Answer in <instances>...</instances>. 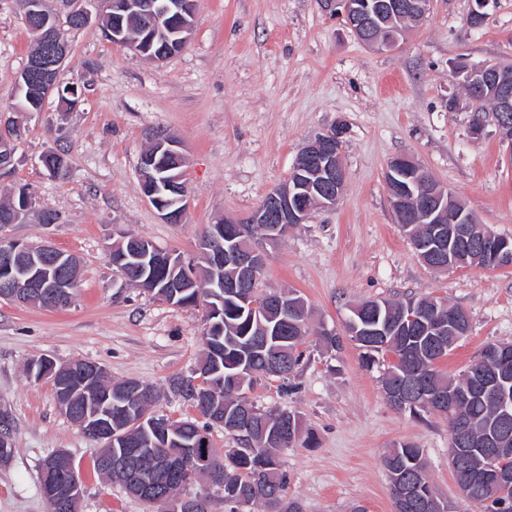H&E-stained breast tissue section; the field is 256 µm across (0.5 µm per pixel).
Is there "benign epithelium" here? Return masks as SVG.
<instances>
[{
	"label": "benign epithelium",
	"mask_w": 512,
	"mask_h": 512,
	"mask_svg": "<svg viewBox=\"0 0 512 512\" xmlns=\"http://www.w3.org/2000/svg\"><path fill=\"white\" fill-rule=\"evenodd\" d=\"M328 6L341 8V15L354 35L361 37V43L374 51L393 50L399 44V36L382 34V25H390L394 19H404L413 23L422 22L430 9L431 0H380L371 9L360 8L356 0H324ZM195 0H168L165 14L171 16L169 21L174 38L166 40L165 51L155 57L163 62L178 53L188 41L193 26ZM65 59V51L58 48L51 62L39 55L32 62L31 72L47 70L43 81H56ZM453 76L467 74L469 80L468 96L475 100L492 90L497 108L495 119L498 126H503L512 116V67L492 63L472 65L461 58L453 66ZM344 127L338 124L316 134L302 147L300 158L288 177V187L270 192L262 204L247 218L224 219V226L214 232V237L199 242L201 254L215 262L224 261V266L235 268L234 276L224 281V291L245 299V304L252 312L260 315L266 313V306L272 303L279 307L283 322L294 312V304L288 301V295L272 293L267 299L257 298L245 292V287L256 280L264 265V257L259 251L241 246H225L223 240H234L240 236L244 224L266 225V238L277 241L288 234L290 228L303 224L307 220L310 207L303 203L304 192H310L308 200L315 206L331 208L341 199L347 175L342 159ZM153 152L145 153L139 162L140 182L143 195L157 211L161 220L167 224L183 221L189 200L183 191L175 198L176 206L164 207L155 196L153 170L156 154L162 153L176 163L179 173L172 179L178 183L184 179L182 168L186 164L183 145L175 137L161 134L153 137ZM390 188V204L396 213L404 217L408 224H425L430 239V252L419 254L420 259L429 267L440 270H462L467 265L454 250V244L461 241H477L481 251L496 259L505 256L499 244V235L492 230L475 223L471 212L454 206L455 200L448 191L427 178L421 167L408 155H398L390 160L385 172ZM21 258L41 260L53 258L55 262L69 267L78 266L72 255L54 249L45 244L34 251L19 242L0 245V263L6 267L14 265ZM75 291L73 279L54 280L40 284V290H34V284L20 281L10 282L0 291V298L13 299L20 303L44 304L46 302L71 300ZM430 331L435 336H465L466 332L454 311H448L446 317H435L430 322ZM35 363L41 368L38 380L51 381L61 410L86 434L105 441L108 451L100 455L102 467L106 470L125 468V457L139 456L149 464L164 462L180 480V487H185L198 478L207 475L210 483L224 491V465L221 464L203 443L205 432L198 433L196 441L183 449L177 456L160 455L158 448H165L174 432L172 420L166 415L150 411L144 404L147 389L141 383L128 386L123 403L126 413L135 417L134 426L146 433V439L138 443L136 449H125L124 457L112 456V430H120V421H112V413L94 415L77 414L72 400L80 396L85 400H96L101 396V384L107 378L104 366L91 361L76 360L63 367L64 375L55 374V364L47 358H39ZM512 378L502 372L494 377L479 375L469 392L448 397H433L415 384L407 391L393 394L394 406H403L407 402L420 398L418 405L428 407L436 404L440 413L448 412L455 404L471 396L494 394L500 400L501 419L508 422L512 416V395L509 385ZM240 410L228 419L233 432H243L251 428V417L256 415L250 404L247 392L238 388ZM455 441L460 445L473 448L472 454L477 458L475 477L478 481L491 480L498 484H512V469L505 466V461L512 458V448L493 437L481 442L468 438L467 427L459 425L455 430ZM13 453L12 431L8 423L0 424V461L8 459ZM43 470L49 473L50 480L42 490V495L51 512H77L83 497V484L79 478L73 457L65 450H58L43 463ZM136 495L143 498H155L164 502L167 512H201L207 508L203 497L192 498L179 492L157 494L147 474L134 481Z\"/></svg>",
	"instance_id": "1"
}]
</instances>
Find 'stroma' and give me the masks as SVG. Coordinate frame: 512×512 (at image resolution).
I'll list each match as a JSON object with an SVG mask.
<instances>
[{
  "instance_id": "obj_1",
  "label": "stroma",
  "mask_w": 512,
  "mask_h": 512,
  "mask_svg": "<svg viewBox=\"0 0 512 512\" xmlns=\"http://www.w3.org/2000/svg\"><path fill=\"white\" fill-rule=\"evenodd\" d=\"M473 0H431L423 24L400 46H363L320 0H196L185 47L163 62L112 43L96 0H57L58 28L69 53L61 79L81 91L64 109L48 96L41 111L17 116L21 135L8 186H24L35 207L17 224H0V242L51 243L80 261L73 303L52 311L0 299V411L11 417L14 450L0 462V512H48L40 465L68 451L81 470V512L151 509L93 466L99 440L60 410L49 380L28 378L31 359L102 364L113 381L137 380L160 392V413L196 416L173 386L192 376L205 328L199 308L176 307L126 284L108 254L135 234L157 247L196 254L207 225L250 215L283 186L302 146L343 124L347 187L336 207L317 208L280 242L255 238L265 256L258 288L293 290L310 309L302 357L288 379L258 377L248 395L265 410L299 413L318 445L282 449L287 496L304 512H393L385 453L400 442L422 448L431 485L448 512H477L458 492L449 456V425L393 409L382 390L383 367L362 364L345 339L350 309L372 299L434 296L465 309L470 331L441 367L463 371L490 342H512V267L436 272L416 255L389 203L388 161L411 155L460 197L478 224L512 238V145L492 113L473 138L472 105L452 76L460 58L512 63V0H490L484 21L466 23ZM92 19L73 28L69 13ZM33 36L21 0H0V114L11 116ZM178 137L187 152L189 209L166 224L145 200L139 162L153 133ZM64 153L68 173L41 163ZM57 214L46 224L41 215ZM343 335L327 351L321 330Z\"/></svg>"
}]
</instances>
